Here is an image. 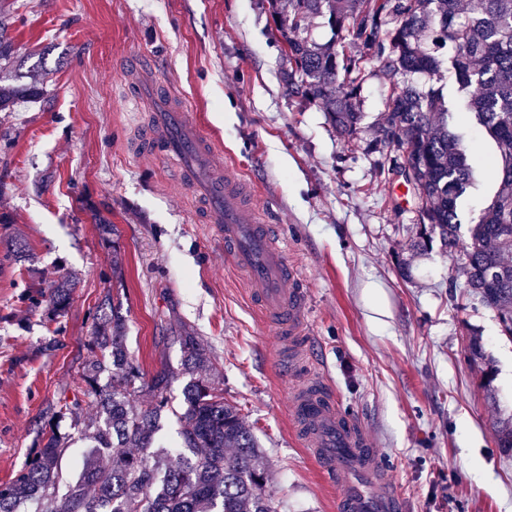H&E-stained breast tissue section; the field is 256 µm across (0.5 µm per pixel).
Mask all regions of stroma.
<instances>
[{"label":"stroma","mask_w":512,"mask_h":512,"mask_svg":"<svg viewBox=\"0 0 512 512\" xmlns=\"http://www.w3.org/2000/svg\"><path fill=\"white\" fill-rule=\"evenodd\" d=\"M10 35L45 73L44 95L0 112V482L23 466L46 411L72 399L92 315L114 304L144 375L166 368L180 403L174 338L208 346L274 468L280 512H335L342 485L316 470L292 432L279 330L246 296L213 225L174 161L143 152L156 102L133 105L119 64L140 50L189 117L231 158L303 274L311 374L363 426L408 512H512V342L468 295L440 248L411 246L414 204L369 149L386 112L377 79L360 94L354 138L325 105H300L268 0H14ZM116 227L106 242L100 223ZM18 237L25 258L6 244ZM124 256L112 275V249ZM76 275L59 324L32 306L33 278ZM480 336L498 370L485 392L465 360Z\"/></svg>","instance_id":"stroma-1"}]
</instances>
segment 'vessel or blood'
<instances>
[{"mask_svg": "<svg viewBox=\"0 0 512 512\" xmlns=\"http://www.w3.org/2000/svg\"><path fill=\"white\" fill-rule=\"evenodd\" d=\"M162 113L157 139L148 152L182 162L184 174L201 186L209 223L224 237L230 264L246 272L249 296L264 319L276 322L290 358L297 365L306 356L302 343L309 321L308 297L300 271L292 266L280 234L254 204L246 180L232 167L212 168V141L185 120L187 100L171 95ZM294 434L313 464L325 476L345 478L346 490L336 512H405L388 469L376 458L359 421L326 394L315 379L293 386L289 393Z\"/></svg>", "mask_w": 512, "mask_h": 512, "instance_id": "obj_1", "label": "vessel or blood"}]
</instances>
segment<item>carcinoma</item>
I'll use <instances>...</instances> for the list:
<instances>
[{
  "label": "carcinoma",
  "instance_id": "carcinoma-1",
  "mask_svg": "<svg viewBox=\"0 0 512 512\" xmlns=\"http://www.w3.org/2000/svg\"><path fill=\"white\" fill-rule=\"evenodd\" d=\"M287 2L273 17L288 63V95L325 102L333 126L350 138L362 118L356 103L362 85L372 75L383 82L388 112L369 148L382 156V173L401 177L421 202L413 247L427 251L437 241L459 258L470 295L496 313L501 335L512 340V0H474L467 9L461 0ZM318 18L350 50L317 45L311 27ZM11 19L9 0H0V112L40 94L35 70L24 69L5 36ZM365 59L377 69L365 71ZM417 75L427 78L425 86ZM475 126L496 145L497 187L464 241L460 203L478 188L484 164L472 146ZM74 286L72 275H62L31 303L45 302L61 317ZM93 320L88 357L76 372L81 396L46 412L38 450L0 483V512H21L32 501L47 512H278L266 492L258 443L211 378L215 365L202 340L188 332L174 337L190 379L176 412L182 453L173 461L154 440L173 373L163 368L143 380L124 319L100 309ZM466 357L492 390L497 369L479 337H470ZM76 438L91 451L80 476L70 480L62 461ZM497 441L512 452V417L499 422Z\"/></svg>",
  "mask_w": 512,
  "mask_h": 512
}]
</instances>
